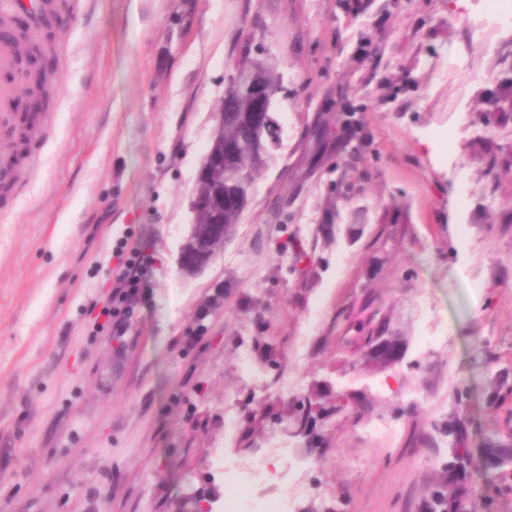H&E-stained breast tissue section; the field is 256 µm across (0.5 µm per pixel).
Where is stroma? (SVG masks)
<instances>
[{"label":"stroma","instance_id":"stroma-1","mask_svg":"<svg viewBox=\"0 0 512 512\" xmlns=\"http://www.w3.org/2000/svg\"><path fill=\"white\" fill-rule=\"evenodd\" d=\"M57 123L0 195V512H194L217 456L290 449L294 512H422L453 389L500 438L512 387V121L482 133L512 20L490 0H69ZM284 75L283 145L207 269L177 267L193 178L243 52ZM152 260L123 333L115 244ZM376 299L396 366L349 364ZM495 359H488L486 349ZM369 419L278 416L312 384ZM235 428L225 432L224 416Z\"/></svg>","mask_w":512,"mask_h":512}]
</instances>
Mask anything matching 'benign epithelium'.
I'll return each instance as SVG.
<instances>
[{
	"label": "benign epithelium",
	"mask_w": 512,
	"mask_h": 512,
	"mask_svg": "<svg viewBox=\"0 0 512 512\" xmlns=\"http://www.w3.org/2000/svg\"><path fill=\"white\" fill-rule=\"evenodd\" d=\"M234 80L248 88L251 94L249 104L250 141L242 138L220 139L219 144L210 147L197 170L194 185H224V166L235 162L246 152L247 143L263 141L270 148L279 147L283 138V128L271 125L273 104L280 91V85L267 86L256 78V68L238 69L233 73ZM189 211L192 214L190 232L179 248L178 265L187 276L204 271L218 251L224 248V220L214 211V198L206 193L192 191L189 198ZM208 216L205 224L198 223V217Z\"/></svg>",
	"instance_id": "1"
}]
</instances>
